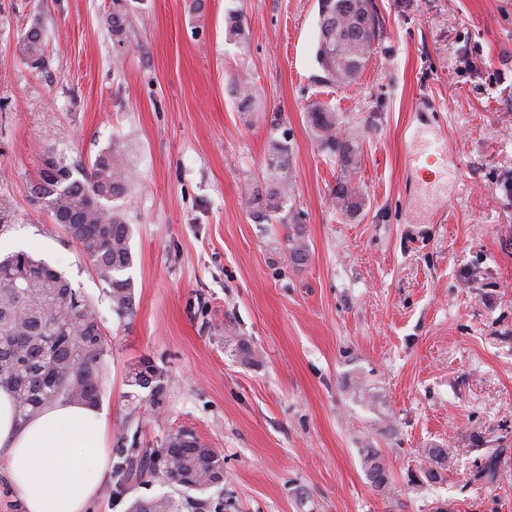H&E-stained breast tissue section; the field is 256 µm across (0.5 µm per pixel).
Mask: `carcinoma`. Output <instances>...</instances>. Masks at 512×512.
Listing matches in <instances>:
<instances>
[{
  "label": "carcinoma",
  "mask_w": 512,
  "mask_h": 512,
  "mask_svg": "<svg viewBox=\"0 0 512 512\" xmlns=\"http://www.w3.org/2000/svg\"><path fill=\"white\" fill-rule=\"evenodd\" d=\"M106 23L117 43L127 39L128 11L124 0H112ZM380 37L374 0H318L316 61L323 81L347 85L357 80L376 50ZM46 42L42 30L31 27L19 50L33 69L45 66ZM229 92L241 112L250 111L255 94L246 81L234 78ZM309 127L320 149L336 158L340 177L332 191L334 205L346 215L363 209L365 197L355 182L360 139L340 136L336 112L320 102L309 105ZM272 127L269 163L262 183H249L243 200L258 224L283 211V200L293 189L292 146L289 136ZM81 177H74V173ZM44 182L43 200L54 220L73 214L78 224L64 230L90 262L93 273L112 302V309L125 319L136 315L132 279L125 271L133 265L130 241L132 227L111 202L127 192L123 144L119 140L99 153L90 170H81L56 155L52 169L39 170ZM300 234L288 237L291 259L300 264L307 249ZM19 280L28 287L19 289ZM103 324L95 306L60 272L25 251L0 256V388L9 391L18 412L26 417L58 401L97 406L102 398L101 366L108 352ZM165 371L142 358L128 373L127 384L149 390L155 405L163 401ZM118 439V461L112 466L114 491L159 477L178 487L179 496L136 498L127 512H219L223 503L203 496L224 481V456L209 448L191 431L169 435L159 448H140L136 442ZM362 464L378 488L388 484L385 460L379 450L364 451Z\"/></svg>",
  "instance_id": "carcinoma-1"
}]
</instances>
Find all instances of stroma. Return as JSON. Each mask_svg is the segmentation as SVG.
Wrapping results in <instances>:
<instances>
[{
  "mask_svg": "<svg viewBox=\"0 0 512 512\" xmlns=\"http://www.w3.org/2000/svg\"><path fill=\"white\" fill-rule=\"evenodd\" d=\"M191 3L128 0L120 45L112 0H0V253L44 260L96 305L109 448L192 430L224 457V512H512V0H375L378 46L338 86L320 79L317 0ZM233 13L245 43L225 37ZM35 25L40 70L18 52ZM240 73L250 112L229 92ZM314 101L362 141L357 215L332 204L339 165L310 134ZM278 113L294 187L283 223L258 224L240 190L262 177ZM116 139L131 320L30 192L45 150L86 167ZM145 356L167 375L158 407L126 383ZM369 446L386 488L364 470ZM112 487L89 512L173 490ZM106 23L118 44L124 43L127 39L129 28L128 11L124 0L112 1V12L107 16ZM362 464L367 476L378 488L388 484V472L385 460L378 449L367 448L364 451Z\"/></svg>",
  "mask_w": 512,
  "mask_h": 512,
  "instance_id": "stroma-1",
  "label": "stroma"
}]
</instances>
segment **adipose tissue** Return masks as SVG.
Returning a JSON list of instances; mask_svg holds the SVG:
<instances>
[{"mask_svg": "<svg viewBox=\"0 0 512 512\" xmlns=\"http://www.w3.org/2000/svg\"><path fill=\"white\" fill-rule=\"evenodd\" d=\"M106 411L70 402L20 418L0 388V470L23 512H87L109 475Z\"/></svg>", "mask_w": 512, "mask_h": 512, "instance_id": "adipose-tissue-1", "label": "adipose tissue"}]
</instances>
